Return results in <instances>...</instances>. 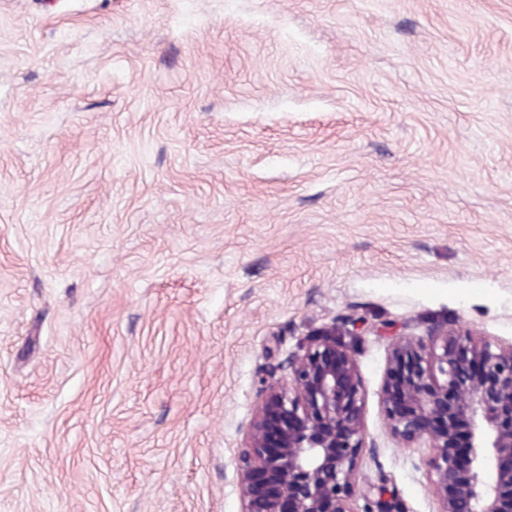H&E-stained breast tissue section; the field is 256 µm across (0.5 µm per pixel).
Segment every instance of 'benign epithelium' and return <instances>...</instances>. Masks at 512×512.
Instances as JSON below:
<instances>
[{
    "label": "benign epithelium",
    "mask_w": 512,
    "mask_h": 512,
    "mask_svg": "<svg viewBox=\"0 0 512 512\" xmlns=\"http://www.w3.org/2000/svg\"><path fill=\"white\" fill-rule=\"evenodd\" d=\"M362 318L322 326L273 366L257 391L235 466L243 512H353L365 447L364 393L345 338L395 337L383 391L389 428L431 449L440 512H512V343L475 341L452 325L426 330ZM468 424V449L456 421Z\"/></svg>",
    "instance_id": "benign-epithelium-1"
}]
</instances>
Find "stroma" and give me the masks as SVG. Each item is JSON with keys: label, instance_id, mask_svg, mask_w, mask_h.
I'll list each match as a JSON object with an SVG mask.
<instances>
[{"label": "stroma", "instance_id": "obj_1", "mask_svg": "<svg viewBox=\"0 0 512 512\" xmlns=\"http://www.w3.org/2000/svg\"><path fill=\"white\" fill-rule=\"evenodd\" d=\"M351 315L512 343V0H0V512H242L260 377ZM393 342L354 506L439 512Z\"/></svg>", "mask_w": 512, "mask_h": 512}]
</instances>
